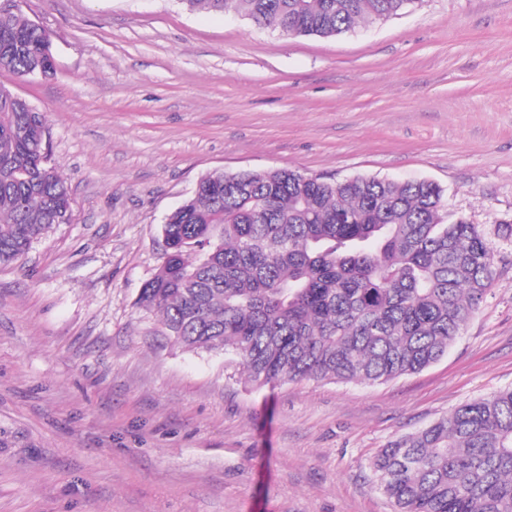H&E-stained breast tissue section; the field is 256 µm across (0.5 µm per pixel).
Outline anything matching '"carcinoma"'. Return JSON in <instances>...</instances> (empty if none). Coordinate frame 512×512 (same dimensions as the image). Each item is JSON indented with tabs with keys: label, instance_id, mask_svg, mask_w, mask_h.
Wrapping results in <instances>:
<instances>
[{
	"label": "carcinoma",
	"instance_id": "cac0c4a2",
	"mask_svg": "<svg viewBox=\"0 0 512 512\" xmlns=\"http://www.w3.org/2000/svg\"><path fill=\"white\" fill-rule=\"evenodd\" d=\"M183 2L329 37L418 0ZM50 51L49 33L0 0V69L48 78ZM443 209L444 190L426 179L209 172L165 218L164 261L137 304L182 348L235 356L257 387L415 374L448 353L495 278L484 233ZM71 211L44 114L0 84V265ZM370 469L397 512H512V389L388 442Z\"/></svg>",
	"mask_w": 512,
	"mask_h": 512
}]
</instances>
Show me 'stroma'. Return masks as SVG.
<instances>
[{"label":"stroma","instance_id":"obj_1","mask_svg":"<svg viewBox=\"0 0 512 512\" xmlns=\"http://www.w3.org/2000/svg\"><path fill=\"white\" fill-rule=\"evenodd\" d=\"M69 223L0 266V512H396L370 459L512 389V0H421L287 37L181 0H25ZM427 179L494 249L448 354L381 384L256 387L137 298L160 227L211 171Z\"/></svg>","mask_w":512,"mask_h":512}]
</instances>
